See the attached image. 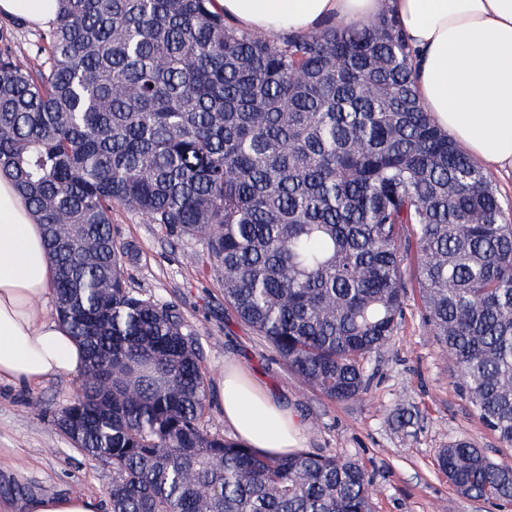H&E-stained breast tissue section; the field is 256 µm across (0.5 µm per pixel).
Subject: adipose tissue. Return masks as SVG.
Listing matches in <instances>:
<instances>
[{
    "instance_id": "adipose-tissue-1",
    "label": "adipose tissue",
    "mask_w": 512,
    "mask_h": 512,
    "mask_svg": "<svg viewBox=\"0 0 512 512\" xmlns=\"http://www.w3.org/2000/svg\"><path fill=\"white\" fill-rule=\"evenodd\" d=\"M230 25L267 39L352 26L392 14L405 32L420 102L485 168L512 174V0H213ZM58 0H0V19L48 27ZM54 277L42 228L0 173V384L34 386L83 368L82 346L41 306ZM224 421L246 446L271 456L302 446L303 424L236 366L225 369Z\"/></svg>"
}]
</instances>
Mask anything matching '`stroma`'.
Returning a JSON list of instances; mask_svg holds the SVG:
<instances>
[{"label":"stroma","instance_id":"35a3bbf8","mask_svg":"<svg viewBox=\"0 0 512 512\" xmlns=\"http://www.w3.org/2000/svg\"><path fill=\"white\" fill-rule=\"evenodd\" d=\"M112 223L120 238L142 247L131 271L133 287L179 305L195 325L209 392L204 423L211 432L233 435L219 404V382L225 366L237 365L294 410L305 427L304 451L335 453L364 466L374 512H500L459 494L438 469L439 450L461 437L497 462L512 460V451L502 448L458 391L454 363L424 324L417 292H409L391 343L367 359V390L335 402L304 383L225 308L220 280L193 260L204 254L202 243H175L164 229L121 208ZM76 389L73 376L33 387L0 384V512H22L24 502L45 496L106 500L111 466L82 454L51 421ZM34 400L41 401L44 414L31 411ZM399 407L414 412L415 435L398 429Z\"/></svg>","mask_w":512,"mask_h":512}]
</instances>
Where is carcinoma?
Instances as JSON below:
<instances>
[{"mask_svg": "<svg viewBox=\"0 0 512 512\" xmlns=\"http://www.w3.org/2000/svg\"><path fill=\"white\" fill-rule=\"evenodd\" d=\"M24 59L0 32V171L43 229L55 316L84 347L54 425L112 466V512H371L357 462L267 456L203 423L179 306L131 287L125 208L201 241L224 303L326 398L366 391L408 288L479 421L512 447V225L491 174L424 112L388 13L270 41L212 0H60ZM463 495L512 505V466L440 449Z\"/></svg>", "mask_w": 512, "mask_h": 512, "instance_id": "cac0c4a2", "label": "carcinoma"}]
</instances>
